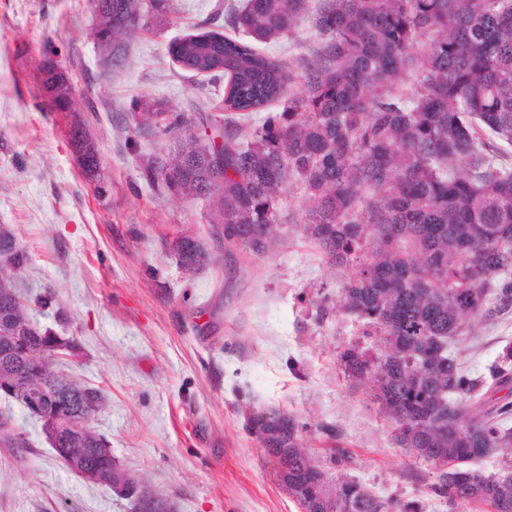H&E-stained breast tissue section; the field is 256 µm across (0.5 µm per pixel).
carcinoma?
Wrapping results in <instances>:
<instances>
[{
	"instance_id": "cac0c4a2",
	"label": "carcinoma",
	"mask_w": 512,
	"mask_h": 512,
	"mask_svg": "<svg viewBox=\"0 0 512 512\" xmlns=\"http://www.w3.org/2000/svg\"><path fill=\"white\" fill-rule=\"evenodd\" d=\"M308 0H245L230 6L224 26L253 42L288 35ZM112 15L106 42L112 58L126 43L175 14L172 0H92ZM311 22L318 47L298 66L276 60L236 36L209 31L168 53L200 75H224L215 107L224 123L199 113L202 136L178 112L162 108L157 125L131 113L133 130L173 136L174 146L141 157L159 192L209 207L215 236L229 248L266 254L281 223L285 189L303 197L300 223L333 266L357 272L341 286L336 310L364 322L377 352L352 347L341 356L352 378L375 377V398L391 419L395 441L437 472L431 495L453 509L468 501L487 512H512V346L473 375L450 351L471 322L489 321L512 306V0H319ZM416 74L414 88L398 82ZM301 94L291 92L295 82ZM38 107L66 112L75 89L43 67ZM282 104L241 132L234 115ZM67 136L83 176L101 196L99 151L84 122ZM182 272L214 262L201 240L179 235L169 244ZM28 261L14 233L0 226V331L10 327L25 349L0 348V383L28 405L45 386L54 399L42 430L51 448H82L59 457L72 471L111 470L92 419L106 402L98 387L62 373L55 339L40 328L19 279ZM504 396H499L500 392ZM249 431L277 481L303 512H327L317 491L328 475L304 446L305 425L280 411L247 409ZM81 420L82 434L58 419ZM497 453L508 471L486 475L471 464ZM337 512H424L419 499L378 497L345 481Z\"/></svg>"
}]
</instances>
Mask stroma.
Here are the masks:
<instances>
[{"label": "stroma", "mask_w": 512, "mask_h": 512, "mask_svg": "<svg viewBox=\"0 0 512 512\" xmlns=\"http://www.w3.org/2000/svg\"><path fill=\"white\" fill-rule=\"evenodd\" d=\"M243 0H174L167 23L132 39L120 68L108 69L92 37L90 0H0V224L29 255L20 282L31 295L51 292L36 319L75 339L67 374L107 394L93 426L133 477L176 512H302L278 483L245 405L305 422L306 447L319 460L341 446L350 460L329 469L379 497L430 496L436 472L394 441L391 421L373 398L371 378L340 363L367 348L359 319L321 314L335 303L351 267L331 266L297 218L302 197L285 193L282 232L256 256L224 246L208 207L160 193L142 175L141 155L162 139L134 137V101L160 102L196 120L224 96L223 79L196 76L168 55L171 41L197 33ZM62 48L76 106L108 184L96 196L66 136V119L37 106L45 41ZM317 41L309 19L291 35L261 44L281 59ZM203 239L213 264L180 273L173 237ZM512 344V313L477 325L456 345L466 367L483 374ZM339 433L329 438L328 429ZM0 512H134L131 500L87 481L56 458L35 418L0 393Z\"/></svg>", "instance_id": "stroma-1"}]
</instances>
